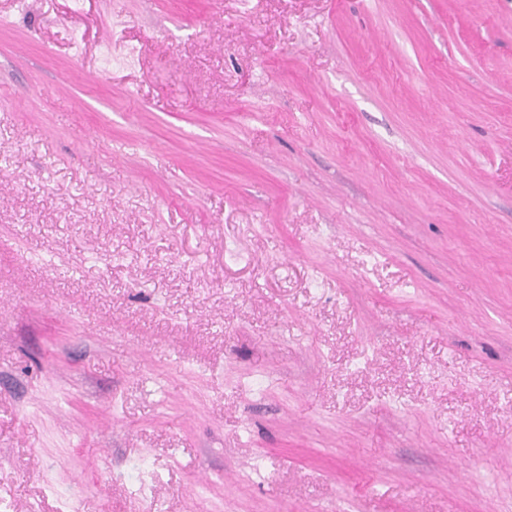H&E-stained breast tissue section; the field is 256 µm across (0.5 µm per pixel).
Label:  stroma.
<instances>
[{"label":"stroma","mask_w":512,"mask_h":512,"mask_svg":"<svg viewBox=\"0 0 512 512\" xmlns=\"http://www.w3.org/2000/svg\"><path fill=\"white\" fill-rule=\"evenodd\" d=\"M0 512H512V0H0Z\"/></svg>","instance_id":"1"}]
</instances>
